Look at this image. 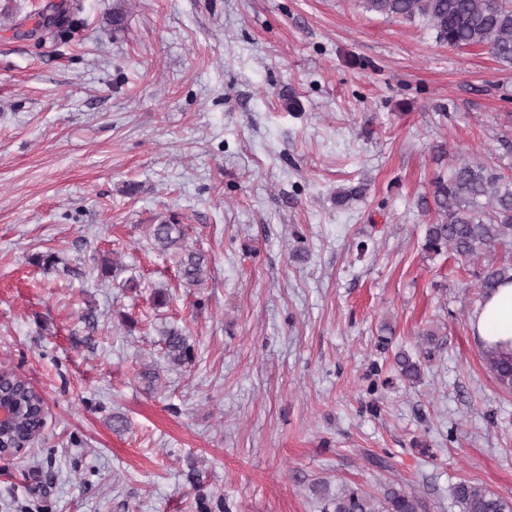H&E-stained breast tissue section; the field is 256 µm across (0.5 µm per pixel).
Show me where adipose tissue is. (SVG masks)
<instances>
[{"label":"adipose tissue","instance_id":"adipose-tissue-1","mask_svg":"<svg viewBox=\"0 0 512 512\" xmlns=\"http://www.w3.org/2000/svg\"><path fill=\"white\" fill-rule=\"evenodd\" d=\"M470 329L483 348L512 353V282L484 298L470 320Z\"/></svg>","mask_w":512,"mask_h":512}]
</instances>
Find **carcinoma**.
<instances>
[{"label": "carcinoma", "mask_w": 512, "mask_h": 512, "mask_svg": "<svg viewBox=\"0 0 512 512\" xmlns=\"http://www.w3.org/2000/svg\"><path fill=\"white\" fill-rule=\"evenodd\" d=\"M367 13L408 22L420 20L432 29L436 39L450 47L487 49L502 63L512 64V0H359ZM435 219L424 226L422 249L433 255L451 250L458 257L474 261L494 252L497 247H512V178L493 172L475 161L457 162L433 182ZM150 237L159 251L170 255L185 288L204 286L209 259L201 251L186 245V225L164 220L150 225ZM475 287L486 296L506 282H512V263L489 261L475 274ZM428 347L419 359L399 353L396 363L400 373L416 381L421 375V361L433 356L431 345L436 333L424 332ZM165 358L175 366L193 362L194 353L188 337L179 328L165 333ZM483 362L500 386L512 392V355L483 351ZM4 387L17 400L21 410L8 442L18 444L27 437V425L43 411L42 395L14 373L4 371ZM319 503L318 512H422L423 504L413 493L392 484L378 497L357 485H347L335 492L326 485L311 489ZM453 496L463 512H512L508 502L485 487L461 481Z\"/></svg>", "instance_id": "cac0c4a2"}]
</instances>
